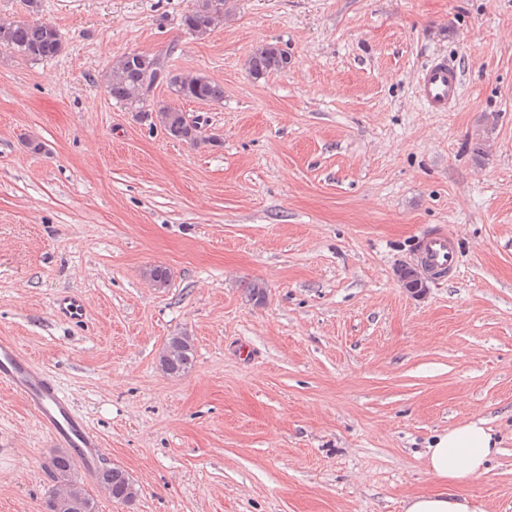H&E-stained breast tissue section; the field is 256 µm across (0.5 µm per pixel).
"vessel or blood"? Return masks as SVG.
<instances>
[{"label": "vessel or blood", "mask_w": 512, "mask_h": 512, "mask_svg": "<svg viewBox=\"0 0 512 512\" xmlns=\"http://www.w3.org/2000/svg\"><path fill=\"white\" fill-rule=\"evenodd\" d=\"M462 86L459 66L435 57L421 69L417 93L429 111L444 112L458 102ZM422 264L433 272L454 274L458 263L449 237L437 230L420 241ZM0 386L16 394L54 441L67 448L85 474H93L102 456V442L75 409L50 373L16 343L0 341Z\"/></svg>", "instance_id": "obj_1"}]
</instances>
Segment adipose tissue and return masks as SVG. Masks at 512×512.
I'll list each match as a JSON object with an SVG mask.
<instances>
[{"mask_svg": "<svg viewBox=\"0 0 512 512\" xmlns=\"http://www.w3.org/2000/svg\"><path fill=\"white\" fill-rule=\"evenodd\" d=\"M498 451L495 435L480 421L461 423L437 434L423 459L442 488L409 497L405 512H474L468 498L455 488L483 474Z\"/></svg>", "mask_w": 512, "mask_h": 512, "instance_id": "1", "label": "adipose tissue"}]
</instances>
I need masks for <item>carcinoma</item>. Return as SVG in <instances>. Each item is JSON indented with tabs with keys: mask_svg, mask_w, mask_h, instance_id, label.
I'll return each instance as SVG.
<instances>
[{
	"mask_svg": "<svg viewBox=\"0 0 512 512\" xmlns=\"http://www.w3.org/2000/svg\"><path fill=\"white\" fill-rule=\"evenodd\" d=\"M229 14L228 0H196L194 9L181 18L183 29L198 39L224 25ZM0 49L9 50L24 60L39 61L58 56L63 42L56 28L33 18L18 22H0ZM288 52L267 44L257 49L247 60V71L255 80L278 73L290 64ZM160 74L158 84L183 100L221 103L224 86L204 74L171 73L167 57L161 54H126L115 62L103 76L108 95L132 112L146 117L149 126L159 128L171 139L190 145L204 142L197 125L189 122L185 112L167 102H157L146 94L145 75ZM167 355L159 359L162 370L179 377L186 374L195 359L194 344L187 336H172L164 346ZM74 462L62 448L55 449L46 468L55 485L45 501V512H98L95 498L72 479ZM131 477L120 466L101 463L94 474L98 488L117 503L129 504L138 491L130 487Z\"/></svg>",
	"mask_w": 512,
	"mask_h": 512,
	"instance_id": "obj_1",
	"label": "carcinoma"
}]
</instances>
